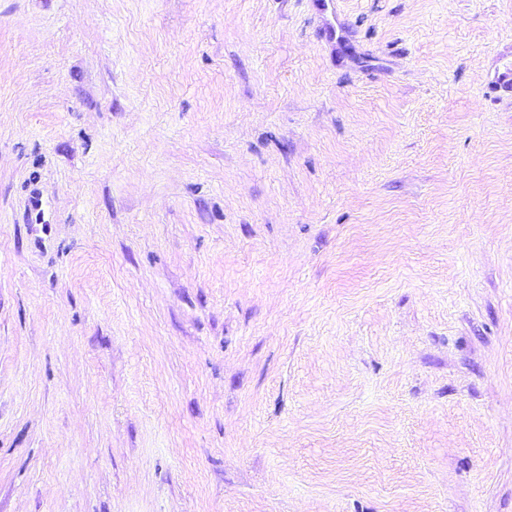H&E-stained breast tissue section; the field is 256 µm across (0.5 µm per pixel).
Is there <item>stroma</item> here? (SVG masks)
<instances>
[{
    "instance_id": "stroma-1",
    "label": "stroma",
    "mask_w": 512,
    "mask_h": 512,
    "mask_svg": "<svg viewBox=\"0 0 512 512\" xmlns=\"http://www.w3.org/2000/svg\"><path fill=\"white\" fill-rule=\"evenodd\" d=\"M0 0V512H512V0Z\"/></svg>"
}]
</instances>
